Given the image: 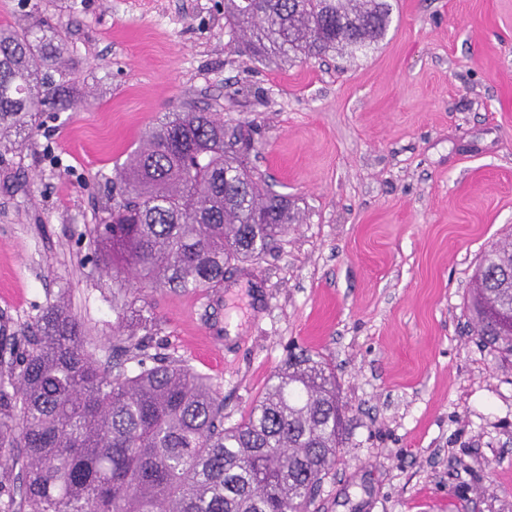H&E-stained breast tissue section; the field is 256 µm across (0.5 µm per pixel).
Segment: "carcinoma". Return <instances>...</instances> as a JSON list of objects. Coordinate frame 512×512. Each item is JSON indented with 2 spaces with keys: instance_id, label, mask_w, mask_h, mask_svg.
I'll list each match as a JSON object with an SVG mask.
<instances>
[{
  "instance_id": "obj_1",
  "label": "carcinoma",
  "mask_w": 512,
  "mask_h": 512,
  "mask_svg": "<svg viewBox=\"0 0 512 512\" xmlns=\"http://www.w3.org/2000/svg\"><path fill=\"white\" fill-rule=\"evenodd\" d=\"M388 0H224L240 52L307 60L366 50L389 26ZM56 28L0 24V140L70 107ZM242 139L216 114L167 112L112 168V206L90 229L129 272V288H221L235 263L265 253L294 220L264 191ZM474 331L512 354V235L471 279ZM27 348L0 359V512H309L342 458L345 413L330 365L288 354L233 426L210 380L177 360L130 375L102 367L82 325L50 302Z\"/></svg>"
}]
</instances>
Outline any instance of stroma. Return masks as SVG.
<instances>
[{
    "mask_svg": "<svg viewBox=\"0 0 512 512\" xmlns=\"http://www.w3.org/2000/svg\"><path fill=\"white\" fill-rule=\"evenodd\" d=\"M388 2L375 49L284 64L239 53L224 0H0L74 72L70 109L0 148V337L63 298L102 364L132 334L209 376L228 427L302 345L346 405L310 512H512V355L468 308L512 231V0ZM189 103L242 128L295 221L223 287H119L87 230L114 161Z\"/></svg>",
    "mask_w": 512,
    "mask_h": 512,
    "instance_id": "stroma-1",
    "label": "stroma"
}]
</instances>
